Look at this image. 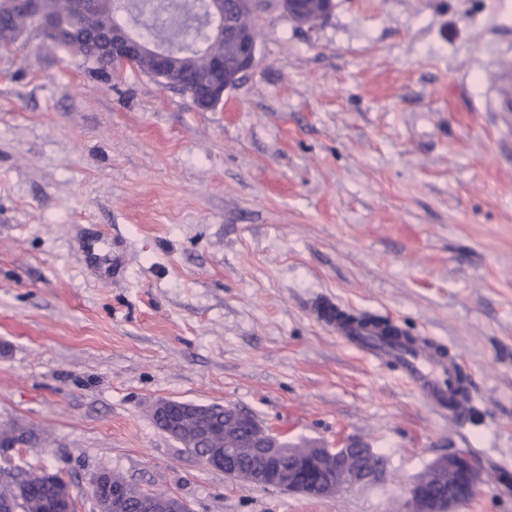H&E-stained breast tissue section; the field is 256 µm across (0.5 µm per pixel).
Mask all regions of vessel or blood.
Wrapping results in <instances>:
<instances>
[{"instance_id":"vessel-or-blood-1","label":"vessel or blood","mask_w":512,"mask_h":512,"mask_svg":"<svg viewBox=\"0 0 512 512\" xmlns=\"http://www.w3.org/2000/svg\"><path fill=\"white\" fill-rule=\"evenodd\" d=\"M333 325L340 338L364 354L396 363L428 407L452 414L464 406L469 390L458 365L428 339L387 336L378 327L345 318L335 319Z\"/></svg>"}]
</instances>
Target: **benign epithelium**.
<instances>
[{
    "label": "benign epithelium",
    "mask_w": 512,
    "mask_h": 512,
    "mask_svg": "<svg viewBox=\"0 0 512 512\" xmlns=\"http://www.w3.org/2000/svg\"><path fill=\"white\" fill-rule=\"evenodd\" d=\"M13 8L30 15L34 30L43 33L56 43L72 41L75 26L65 16L50 13L43 7L44 0H11ZM276 3L291 20L313 26L328 17L334 7V0H323V8L316 19L302 15L303 0H204L206 31L210 39L234 40L238 44V58L235 72L223 84L198 83L187 90L194 104L201 110H213L223 104L224 94L233 88V81L244 78L257 62L255 38L240 30L232 21L237 10L249 8L259 17ZM86 17L82 37L88 38L86 47L105 53L109 67L133 68L142 56L153 60L154 69L166 84L181 89L184 84L169 75L170 51L159 41H145L131 28L120 26L109 32L96 26L94 18L101 13H110L114 0H77ZM187 409L174 399H160L153 403L151 416L166 419L171 433L177 429ZM230 422L244 421L254 428L255 436L250 444L252 457L257 463L244 466L238 462L235 448H213L199 460L207 467L224 472L244 486H260L288 493H297L310 498H326L343 488L369 481L373 478L366 459L372 454L369 448H359L347 442L341 448H320L311 460L297 465L283 466L282 438L264 427L254 415L232 408L227 411ZM453 469L457 478L448 484L447 491L436 493L432 490L435 481L423 474L412 481L408 491L407 512H457L459 506L473 498L483 482V472L477 461L466 453H454L435 459L429 471L439 475ZM91 493L99 504L107 506L109 512H125V487L112 481L109 473H98L91 484ZM140 512H190L182 499L174 496L149 492L140 500Z\"/></svg>",
    "instance_id": "7a95c632"
}]
</instances>
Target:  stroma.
<instances>
[{
	"label": "stroma",
	"mask_w": 512,
	"mask_h": 512,
	"mask_svg": "<svg viewBox=\"0 0 512 512\" xmlns=\"http://www.w3.org/2000/svg\"><path fill=\"white\" fill-rule=\"evenodd\" d=\"M257 42L209 111L38 32L0 52V429L42 436L0 474L62 473L75 512L101 471L192 512H406L463 451L458 512H512V0L273 7ZM326 306L446 348L467 408L431 412ZM162 398L382 466L330 498L246 487L155 426ZM452 468L457 478L449 483L446 492L432 490L436 481L427 477L432 472L439 475ZM483 482V472L477 461L466 453H454L435 459L426 474L412 481L408 491V512H456L458 507L468 502L479 491Z\"/></svg>",
	"instance_id": "1"
}]
</instances>
